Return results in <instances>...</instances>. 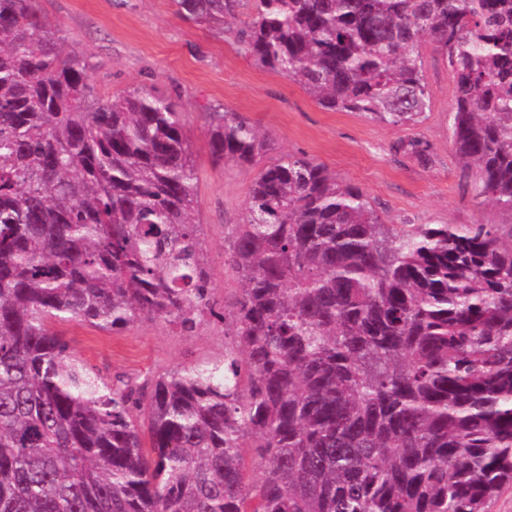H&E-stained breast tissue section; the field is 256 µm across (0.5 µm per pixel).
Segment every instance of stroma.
<instances>
[{
  "instance_id": "35a3bbf8",
  "label": "stroma",
  "mask_w": 512,
  "mask_h": 512,
  "mask_svg": "<svg viewBox=\"0 0 512 512\" xmlns=\"http://www.w3.org/2000/svg\"><path fill=\"white\" fill-rule=\"evenodd\" d=\"M39 7L51 26L61 28L67 49L87 58L99 98L140 89L179 103L196 162L198 218L216 299L238 286L224 267V237L240 222L251 183L270 158L249 167L214 164L205 125L209 112L227 108L248 117L272 138L275 155L302 154L324 165L360 189L385 223H512L474 201L460 180L451 134L453 75L432 46L423 49L431 108L417 126H393L322 109L300 84L241 55L235 23L219 29L184 21L172 0H39ZM411 137L430 145V165L396 151L400 140ZM53 329L108 381L123 375L144 383L224 352V325L216 321L191 335L155 320L113 333L76 321Z\"/></svg>"
}]
</instances>
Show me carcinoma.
<instances>
[{
  "instance_id": "carcinoma-1",
  "label": "carcinoma",
  "mask_w": 512,
  "mask_h": 512,
  "mask_svg": "<svg viewBox=\"0 0 512 512\" xmlns=\"http://www.w3.org/2000/svg\"><path fill=\"white\" fill-rule=\"evenodd\" d=\"M173 2L222 27L240 0ZM253 8L242 55L325 110L392 125L430 109L431 40L461 177L512 216V0ZM64 42L38 0H0V512H488L512 486V233L386 224L286 154L228 232L242 288L219 309L176 104L98 98ZM206 124L217 163L270 148L237 112ZM397 151L431 162L416 137ZM143 319L222 320L224 356L110 385L52 330Z\"/></svg>"
}]
</instances>
